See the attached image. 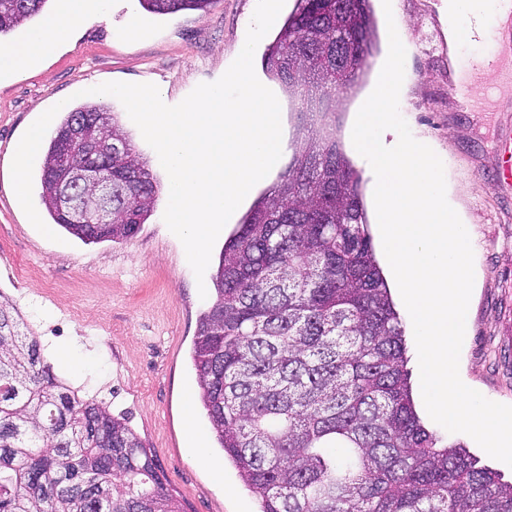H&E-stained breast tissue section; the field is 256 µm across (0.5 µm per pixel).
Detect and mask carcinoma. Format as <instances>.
Here are the masks:
<instances>
[{
	"label": "carcinoma",
	"mask_w": 512,
	"mask_h": 512,
	"mask_svg": "<svg viewBox=\"0 0 512 512\" xmlns=\"http://www.w3.org/2000/svg\"><path fill=\"white\" fill-rule=\"evenodd\" d=\"M50 0H0V39ZM155 14L217 0H139ZM370 0H297L266 67L294 95L319 83L351 90L368 67ZM296 59L303 79H288ZM122 140L112 202L77 188L63 217L51 139L41 174L53 222L85 243L126 240L158 194L148 162L107 108L67 112ZM297 167L261 195L225 242L216 298L194 343L199 398L224 459L260 512H512V483L422 424L408 381L404 329L378 266L361 176L333 134L313 130ZM0 512H183L125 419L82 399L52 372L39 340L0 294Z\"/></svg>",
	"instance_id": "obj_1"
}]
</instances>
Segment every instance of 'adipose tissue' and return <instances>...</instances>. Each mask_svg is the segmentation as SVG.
<instances>
[{
  "instance_id": "adipose-tissue-1",
  "label": "adipose tissue",
  "mask_w": 512,
  "mask_h": 512,
  "mask_svg": "<svg viewBox=\"0 0 512 512\" xmlns=\"http://www.w3.org/2000/svg\"><path fill=\"white\" fill-rule=\"evenodd\" d=\"M109 4L110 0H61L58 12L46 18L39 29L17 44L0 46V77L39 64L69 40L73 29L101 18ZM493 8L508 14L512 0H442L449 45H456L462 20H476Z\"/></svg>"
}]
</instances>
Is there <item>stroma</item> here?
Returning a JSON list of instances; mask_svg holds the SVG:
<instances>
[{
  "instance_id": "35a3bbf8",
  "label": "stroma",
  "mask_w": 512,
  "mask_h": 512,
  "mask_svg": "<svg viewBox=\"0 0 512 512\" xmlns=\"http://www.w3.org/2000/svg\"><path fill=\"white\" fill-rule=\"evenodd\" d=\"M257 0H218L208 11L158 15L139 0H112L108 12L79 28L71 45L43 65L0 79V292L23 315L42 347L56 346L77 361L76 370L54 365L57 378L85 399L104 402L149 450L184 512H258L256 498L209 432L198 398L191 358L201 313L194 272L181 241L163 215L166 191H159L146 224L125 241L84 244L46 239L31 224L16 197L10 166L29 126L63 100L83 103L79 91L104 82L152 83L170 104L198 84L217 81L245 43ZM296 0H285L278 23L259 42L254 69L277 96L288 150L274 173L255 188L264 194L294 164L318 113L289 96L265 69L264 53ZM376 48L371 68L356 93L330 103L339 119L343 149L359 171L370 234H377L368 162L351 141L353 118L372 92L388 54L382 0H371ZM441 0H392L406 46L399 110L414 138L441 158L448 201L472 226L476 288L468 309L461 354L464 378L494 402L512 405V182L496 177L498 142L512 136V89L492 102L484 85L498 82L496 69L472 81L474 111H464L451 87L456 76L448 59L447 22ZM137 22L144 34L131 40L123 30ZM410 382L423 425L448 442L469 449L483 465L512 480V468L489 457L468 435L449 433L428 415L417 391L413 332H405ZM204 431V457L187 446V429Z\"/></svg>"
}]
</instances>
